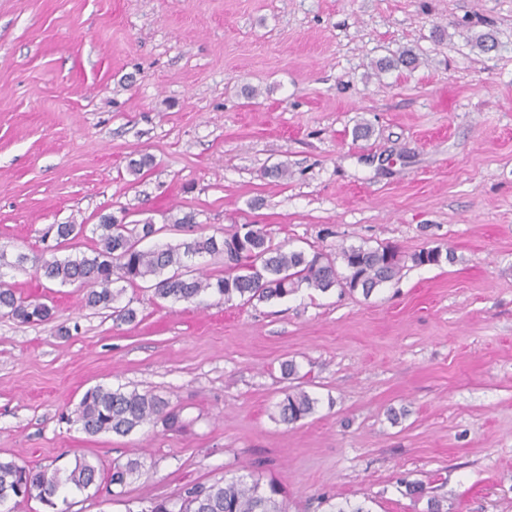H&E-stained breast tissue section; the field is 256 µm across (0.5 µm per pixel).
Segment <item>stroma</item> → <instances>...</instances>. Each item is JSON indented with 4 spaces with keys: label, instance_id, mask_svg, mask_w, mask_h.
<instances>
[{
    "label": "stroma",
    "instance_id": "1",
    "mask_svg": "<svg viewBox=\"0 0 512 512\" xmlns=\"http://www.w3.org/2000/svg\"><path fill=\"white\" fill-rule=\"evenodd\" d=\"M489 30L485 54L470 39ZM405 49L415 68L376 70ZM142 154L153 165L132 175ZM277 164L287 178L267 177ZM169 211L196 222L147 246L264 224L287 250L457 260L406 264L368 296L172 303L130 287L129 324L31 265L51 225ZM0 251V285L54 308L41 324L0 314V459L91 460L98 482L67 490L70 512L253 476L288 512L336 494L512 512V0H0ZM97 385L162 396L183 425L87 435L66 414ZM297 388L317 406L287 425ZM130 457L143 467L114 496ZM141 467L142 464L139 458H128L126 462H114L112 464L109 483L121 489V491L115 492L116 494L122 493V489L128 484V480L138 473Z\"/></svg>",
    "mask_w": 512,
    "mask_h": 512
}]
</instances>
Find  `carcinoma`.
<instances>
[{
	"mask_svg": "<svg viewBox=\"0 0 512 512\" xmlns=\"http://www.w3.org/2000/svg\"><path fill=\"white\" fill-rule=\"evenodd\" d=\"M82 224H54L57 245L70 243L81 233ZM99 241L92 254L60 259L41 258L36 273L45 280L65 285L88 286L85 306L109 308L125 291L115 284L132 287L149 284L154 296L171 302L191 303L205 293H215L226 302L268 301L294 294L303 288L328 292L336 287L368 296L385 283L395 280L404 267V255L395 247L365 248L349 246L335 257L320 250H284L271 244L264 224H244L227 237L198 236L175 244L167 243L142 249L139 243L158 232L153 219L128 228L112 213L99 216ZM224 256V276L213 278L194 267L199 256ZM416 266L438 265L453 254L442 255L436 248H423L410 256ZM344 271H339L337 262ZM0 311L22 323L44 322L51 318L47 304L0 288ZM316 400L306 392L288 393L279 403L280 420L297 422L312 414ZM75 422L89 434L108 432L126 436L145 424L162 422L172 428L180 423L179 412L169 400L150 392L96 386L80 399L74 409ZM137 458L112 464L109 483L124 488L139 472ZM99 470L86 457L76 456L67 466L54 464L29 468L14 461L0 460V503L11 498H36L55 509V499L71 486L86 490L96 483ZM281 490L274 484L263 485L253 479L211 485H193L184 489L178 502L163 498L150 501L141 512H288V505L278 499ZM328 512H370L363 503L347 498L326 500Z\"/></svg>",
	"mask_w": 512,
	"mask_h": 512,
	"instance_id": "cac0c4a2",
	"label": "carcinoma"
}]
</instances>
